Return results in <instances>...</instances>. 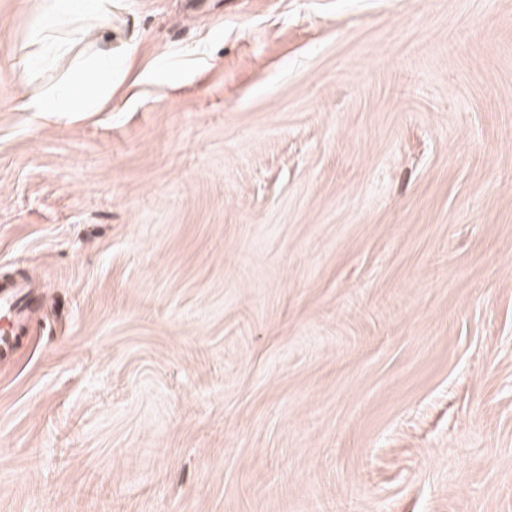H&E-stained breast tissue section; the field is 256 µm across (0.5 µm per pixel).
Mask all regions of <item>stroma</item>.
Here are the masks:
<instances>
[{
	"mask_svg": "<svg viewBox=\"0 0 512 512\" xmlns=\"http://www.w3.org/2000/svg\"><path fill=\"white\" fill-rule=\"evenodd\" d=\"M0 0V512H512V0H112L34 112ZM68 15L75 20L89 16L97 24L108 23L112 21V0H36L38 31L31 33L21 67L16 69L23 96L34 112H98L112 99V75L119 60L112 56L111 48L88 56L77 53L72 68L57 83L50 85L41 80V69L49 58L70 54L74 46L40 28ZM95 72L102 80L92 85L89 78ZM30 278L0 283V357L9 355L25 320L22 302L29 297Z\"/></svg>",
	"mask_w": 512,
	"mask_h": 512,
	"instance_id": "1",
	"label": "stroma"
}]
</instances>
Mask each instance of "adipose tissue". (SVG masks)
Wrapping results in <instances>:
<instances>
[{
    "mask_svg": "<svg viewBox=\"0 0 512 512\" xmlns=\"http://www.w3.org/2000/svg\"><path fill=\"white\" fill-rule=\"evenodd\" d=\"M61 16L91 18L103 24L112 19V0H36L39 26L26 45L16 74L26 103L36 112H96L112 98V75L117 60L111 50L91 55L73 53L68 41L54 37L45 26ZM71 55L72 67L57 83L47 84L40 72L49 58Z\"/></svg>",
    "mask_w": 512,
    "mask_h": 512,
    "instance_id": "adipose-tissue-1",
    "label": "adipose tissue"
}]
</instances>
